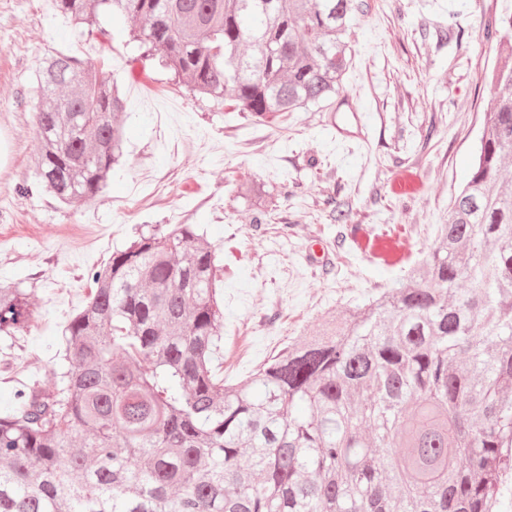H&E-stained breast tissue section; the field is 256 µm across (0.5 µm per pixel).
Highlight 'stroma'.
I'll return each instance as SVG.
<instances>
[{
    "instance_id": "35a3bbf8",
    "label": "stroma",
    "mask_w": 512,
    "mask_h": 512,
    "mask_svg": "<svg viewBox=\"0 0 512 512\" xmlns=\"http://www.w3.org/2000/svg\"><path fill=\"white\" fill-rule=\"evenodd\" d=\"M361 2L340 95L274 125L193 93L130 42L123 17L101 18L106 38L89 39L52 0H0V278L29 288L38 313L26 334L0 337L1 411L17 379L55 386L58 331L93 288L91 269L143 225H202L220 269L230 382L405 278L408 264L364 257L358 231L396 229L403 253L426 257L494 93L487 28L512 0ZM49 51L102 66L127 105L123 157L85 205L15 191L34 179L36 72ZM406 169L420 188L401 197L392 182ZM252 181L266 183L271 214L239 196Z\"/></svg>"
}]
</instances>
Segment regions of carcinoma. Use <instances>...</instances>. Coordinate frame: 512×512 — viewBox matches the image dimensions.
I'll return each instance as SVG.
<instances>
[{
  "instance_id": "carcinoma-1",
  "label": "carcinoma",
  "mask_w": 512,
  "mask_h": 512,
  "mask_svg": "<svg viewBox=\"0 0 512 512\" xmlns=\"http://www.w3.org/2000/svg\"><path fill=\"white\" fill-rule=\"evenodd\" d=\"M53 2L87 37L105 35L102 14L144 19L130 34L145 56L262 122L339 93L359 9ZM495 32L496 96L469 180L406 281L230 384L214 253L195 224L154 226L91 270L61 329L59 385L17 382L0 414V512H490L512 469V11ZM36 80L39 183L91 202L121 157L124 100L60 51ZM36 319L0 282V335Z\"/></svg>"
}]
</instances>
